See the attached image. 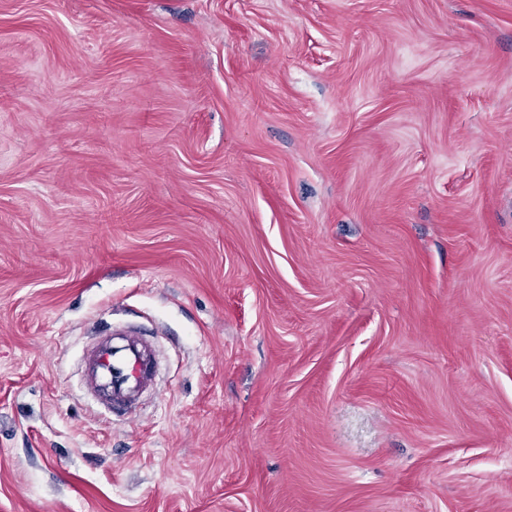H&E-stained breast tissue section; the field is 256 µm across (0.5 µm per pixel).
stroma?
<instances>
[{
    "label": "stroma",
    "instance_id": "obj_1",
    "mask_svg": "<svg viewBox=\"0 0 512 512\" xmlns=\"http://www.w3.org/2000/svg\"><path fill=\"white\" fill-rule=\"evenodd\" d=\"M0 512H512V0H0ZM148 343L138 332L112 327L95 339L83 361L86 390L99 406L116 413L136 407L154 373Z\"/></svg>",
    "mask_w": 512,
    "mask_h": 512
}]
</instances>
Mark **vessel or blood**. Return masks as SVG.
I'll return each instance as SVG.
<instances>
[{
	"mask_svg": "<svg viewBox=\"0 0 512 512\" xmlns=\"http://www.w3.org/2000/svg\"><path fill=\"white\" fill-rule=\"evenodd\" d=\"M83 361L88 394L99 406L116 413L134 408L154 373L146 337L120 328L98 336Z\"/></svg>",
	"mask_w": 512,
	"mask_h": 512,
	"instance_id": "obj_1",
	"label": "vessel or blood"
}]
</instances>
